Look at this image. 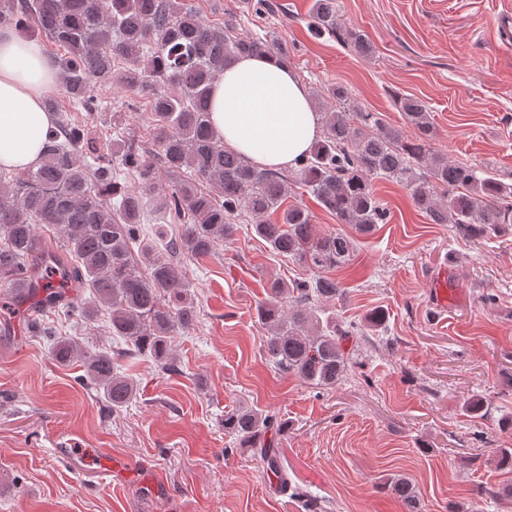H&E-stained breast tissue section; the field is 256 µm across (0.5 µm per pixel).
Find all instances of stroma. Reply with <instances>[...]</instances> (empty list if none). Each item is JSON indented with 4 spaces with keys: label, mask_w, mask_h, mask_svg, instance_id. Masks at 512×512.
Listing matches in <instances>:
<instances>
[{
    "label": "stroma",
    "mask_w": 512,
    "mask_h": 512,
    "mask_svg": "<svg viewBox=\"0 0 512 512\" xmlns=\"http://www.w3.org/2000/svg\"><path fill=\"white\" fill-rule=\"evenodd\" d=\"M277 2L278 12L259 14L242 0H194L206 23L231 11L241 35L274 32L309 92L346 86L354 105L398 128L394 94L425 100L435 149L512 184V48L497 42L512 0H338L371 42L367 57L311 36L314 0ZM95 95L108 108L87 122L94 141L111 137L109 109L119 106L128 132L152 145L145 98L111 84ZM371 185L392 218L367 236L305 188L287 198L308 208L317 234L354 236L350 261L331 271L344 294L327 310L359 325L385 314L334 388L303 383L263 354L257 307L269 283L313 274L254 237L246 214L218 255L179 263L201 324L173 333L177 372L148 358L124 364L137 395L119 412L78 384L80 364L56 363L50 341L30 336L25 309L0 313V512H402L382 489L393 474L412 481L422 512H512L503 492L512 475L471 460L477 449L512 448L502 425L512 419V235L464 239L429 223L401 184ZM53 324L87 353L125 347L100 322ZM471 398L487 401L486 416L465 410ZM239 407L281 424L274 438L289 490L225 434V412ZM60 446L77 456L59 458ZM103 450L138 476L115 482L99 464ZM157 472L159 493L148 483Z\"/></svg>",
    "instance_id": "stroma-1"
}]
</instances>
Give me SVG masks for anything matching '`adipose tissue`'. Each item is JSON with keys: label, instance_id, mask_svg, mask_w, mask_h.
<instances>
[{"label": "adipose tissue", "instance_id": "ef3b65f1", "mask_svg": "<svg viewBox=\"0 0 512 512\" xmlns=\"http://www.w3.org/2000/svg\"><path fill=\"white\" fill-rule=\"evenodd\" d=\"M59 85L34 41L0 25V168L21 171L41 158L54 117L44 108ZM210 119L225 144L264 168L294 167L319 138L320 116L299 77L276 55L230 62L210 92Z\"/></svg>", "mask_w": 512, "mask_h": 512}]
</instances>
